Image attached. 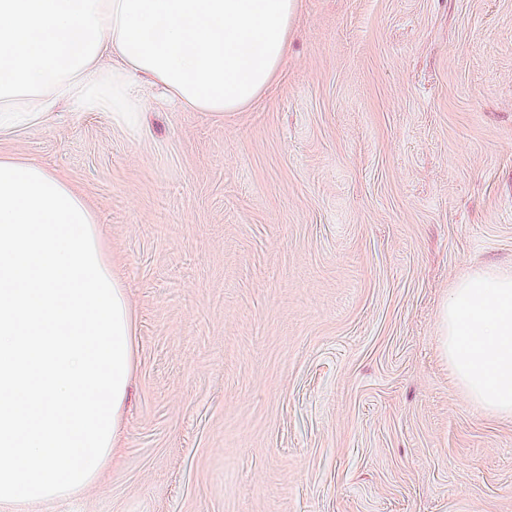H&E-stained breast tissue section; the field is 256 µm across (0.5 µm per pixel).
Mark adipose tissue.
<instances>
[{
	"instance_id": "adipose-tissue-1",
	"label": "adipose tissue",
	"mask_w": 512,
	"mask_h": 512,
	"mask_svg": "<svg viewBox=\"0 0 512 512\" xmlns=\"http://www.w3.org/2000/svg\"><path fill=\"white\" fill-rule=\"evenodd\" d=\"M297 0H0V131L59 103L135 117L144 86L176 106L235 112L268 86ZM441 349L468 398L512 417V270L448 292Z\"/></svg>"
}]
</instances>
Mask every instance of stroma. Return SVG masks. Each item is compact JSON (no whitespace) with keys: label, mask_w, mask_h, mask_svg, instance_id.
Wrapping results in <instances>:
<instances>
[{"label":"stroma","mask_w":512,"mask_h":512,"mask_svg":"<svg viewBox=\"0 0 512 512\" xmlns=\"http://www.w3.org/2000/svg\"><path fill=\"white\" fill-rule=\"evenodd\" d=\"M140 110L0 136L83 196L136 315L118 448L31 512H512V418L439 341L512 267V0H298L250 105Z\"/></svg>","instance_id":"stroma-1"}]
</instances>
